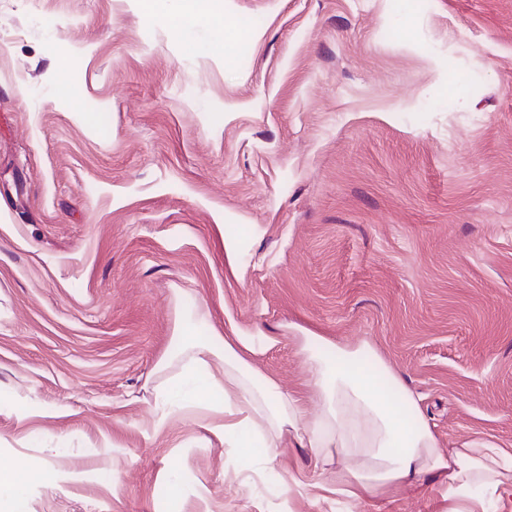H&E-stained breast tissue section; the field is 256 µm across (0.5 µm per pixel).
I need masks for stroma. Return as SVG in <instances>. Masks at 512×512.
<instances>
[{"instance_id":"obj_1","label":"stroma","mask_w":512,"mask_h":512,"mask_svg":"<svg viewBox=\"0 0 512 512\" xmlns=\"http://www.w3.org/2000/svg\"><path fill=\"white\" fill-rule=\"evenodd\" d=\"M0 0V459L15 512H448L243 481L217 416L156 428L175 336L368 344L443 448L512 450V0ZM246 253L238 273L224 242ZM29 467L28 461L23 458H16L8 464L0 463V510L2 512H14L8 510L10 503L2 500V492L5 498H15L18 494L19 476Z\"/></svg>"}]
</instances>
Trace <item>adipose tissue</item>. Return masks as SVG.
<instances>
[{
  "mask_svg": "<svg viewBox=\"0 0 512 512\" xmlns=\"http://www.w3.org/2000/svg\"><path fill=\"white\" fill-rule=\"evenodd\" d=\"M278 342L233 326L219 345L191 346L194 368L182 377L183 393L171 397L172 412L223 415L215 434L225 447L247 458L253 440H260L271 467L281 447L309 449L320 479L299 484L304 494L317 488L360 499L431 475L445 483L448 502L464 504V512H505L512 503V453L483 441L441 450L432 429L401 414L380 380L362 368L366 345L337 348L330 364L311 362L310 395L304 398L256 367ZM215 363L223 367V378L197 380L195 368ZM349 458L356 468L346 467Z\"/></svg>",
  "mask_w": 512,
  "mask_h": 512,
  "instance_id": "ef3b65f1",
  "label": "adipose tissue"
}]
</instances>
